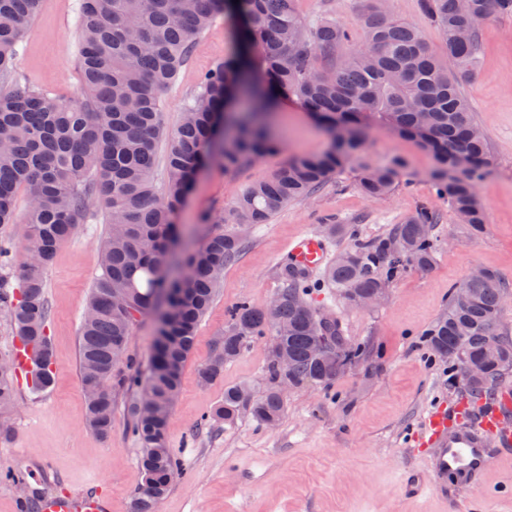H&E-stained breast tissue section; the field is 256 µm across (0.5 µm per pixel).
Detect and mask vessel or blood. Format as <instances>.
Listing matches in <instances>:
<instances>
[{
  "label": "vessel or blood",
  "mask_w": 512,
  "mask_h": 512,
  "mask_svg": "<svg viewBox=\"0 0 512 512\" xmlns=\"http://www.w3.org/2000/svg\"><path fill=\"white\" fill-rule=\"evenodd\" d=\"M288 266L313 274L329 262V247L316 234L294 239L286 253ZM459 411L443 405L431 410L421 422L420 435L434 453L412 455L406 485L412 496L426 497L439 489L454 465L467 464L471 486H481L486 475L488 446L512 447V392L500 391L483 398L468 424L457 425ZM110 501L98 494L46 495L39 512H109Z\"/></svg>",
  "instance_id": "1"
}]
</instances>
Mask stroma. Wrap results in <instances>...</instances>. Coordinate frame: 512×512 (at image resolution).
I'll return each instance as SVG.
<instances>
[{"mask_svg":"<svg viewBox=\"0 0 512 512\" xmlns=\"http://www.w3.org/2000/svg\"><path fill=\"white\" fill-rule=\"evenodd\" d=\"M297 6L307 18L332 19L353 37L362 35L359 0H298ZM79 12L80 0H44L20 47V83L77 99ZM227 43L228 29L220 20L197 40L163 96L168 128L177 126L199 74L223 58ZM478 44L476 75L463 93L493 156V174L481 187L485 233L469 237L448 204L436 199L428 178L433 155L383 127L370 132L364 159L372 164L404 159L407 184L371 201L357 189V170L351 167L313 195L288 202L253 230L240 257L225 265L220 288L198 326L169 421L181 469L158 512H442L439 497L406 494L402 475L423 415L442 404H462L470 395L447 363L429 358L422 333L447 310L449 287L475 269L495 270L512 285V16L482 23ZM277 115L285 132L280 150L229 172L208 167L180 211L184 233L198 235L200 214L224 211L249 183L270 176L293 155L328 148V134L300 104L282 103ZM423 203L439 213L432 269H408L386 299L367 310L348 308L328 288L314 289L310 297L315 307L333 311L348 340L371 342L381 348V356L352 368L331 389L288 391L285 415L275 428H263L247 414L232 425L211 421L225 387L244 383L256 394L265 389L263 339L250 343L209 385L199 383L198 371L223 335L232 306L247 301L263 308L280 291L275 269L289 243L302 233L318 232L325 219L356 225L360 239L371 240ZM89 212L44 273L54 384L41 394L25 386L18 391L7 421L11 437L0 443V512H20L24 487L41 496L103 492L112 499V512H130L143 484L137 464L141 449L128 430V393L113 392L111 437L100 438L85 425L78 332L84 302L100 273L107 230L97 206ZM7 470L12 479L4 478ZM488 482L493 493L484 501V512H512V464L491 458Z\"/></svg>","mask_w":512,"mask_h":512,"instance_id":"obj_1","label":"stroma"}]
</instances>
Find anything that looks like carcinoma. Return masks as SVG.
<instances>
[{
    "label": "carcinoma",
    "instance_id": "obj_1",
    "mask_svg": "<svg viewBox=\"0 0 512 512\" xmlns=\"http://www.w3.org/2000/svg\"><path fill=\"white\" fill-rule=\"evenodd\" d=\"M361 2L363 36L356 44L333 21L304 19L297 0H82L79 97L65 101L12 83L19 45L42 0H0V225H27L19 247L0 241V312L19 341L13 355L0 361V421L15 404L22 354L30 353L37 366L33 389L53 384L44 271L86 223L88 201L95 198L108 232L101 274L79 328V373L86 425L103 439L112 434V387L132 392L128 429L141 446L138 464L152 487L136 493L131 512H158L179 471L168 434L173 398L224 265L242 251L236 225L267 223L288 202L319 191L354 164L363 196L378 200L392 194L403 184L406 163L361 161L368 129L380 124L432 153L436 196L448 202L470 235L485 232L480 185L492 159L461 87L475 77L478 26L512 15V0H419L444 38L442 54L417 27L397 19L388 0ZM221 17L230 25L224 59L201 73L178 125L168 131L163 94L196 40ZM339 49L343 58L325 64ZM281 95L321 119L330 134L328 149L291 157L269 177L247 185L224 212L201 214V225L224 228L207 232L180 258L169 255V240L182 239L175 217L201 163L210 159L232 171L280 149L271 122ZM161 142L167 178L158 189L153 168ZM22 189L31 200L20 217L16 198ZM438 222L436 210L422 204L369 241L359 240L354 224H324L330 235L353 245L315 285L336 289L345 305L356 308L357 300L387 290L408 268H432ZM276 274L282 283L277 310L247 301L234 305L224 341L198 372L201 384L211 383L249 343L268 334L291 357L286 372L267 360V385L258 396L246 385L224 388L212 418L226 424L248 413L260 426L274 428L285 411L283 384L328 389L374 356L370 343L349 342L335 320L321 321L307 300L315 286L311 278L284 264ZM14 279L20 287H12ZM508 288L491 269L450 287L448 310L422 333L427 350L451 364L474 397L512 382V339L503 326ZM148 314L154 317L152 357L143 374L128 357L127 343L134 323ZM468 362L482 365L479 378L464 375Z\"/></svg>",
    "mask_w": 512,
    "mask_h": 512
}]
</instances>
